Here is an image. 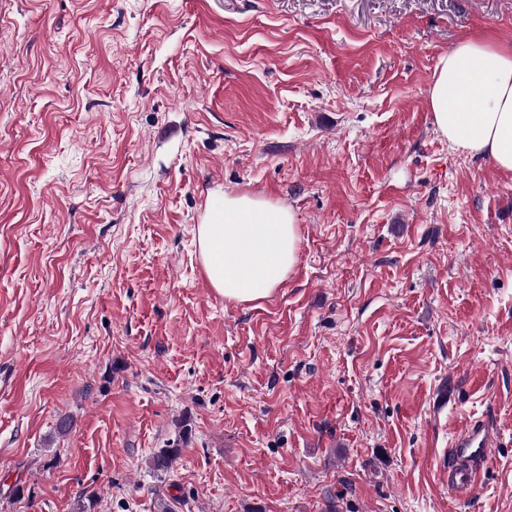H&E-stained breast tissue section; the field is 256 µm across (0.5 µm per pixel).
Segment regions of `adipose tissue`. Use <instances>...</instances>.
<instances>
[{"instance_id":"obj_1","label":"adipose tissue","mask_w":512,"mask_h":512,"mask_svg":"<svg viewBox=\"0 0 512 512\" xmlns=\"http://www.w3.org/2000/svg\"><path fill=\"white\" fill-rule=\"evenodd\" d=\"M427 94L449 147L512 172V44L460 41L440 57ZM196 241L211 286L225 301L247 303L287 280L300 235L291 207L227 193L207 207Z\"/></svg>"}]
</instances>
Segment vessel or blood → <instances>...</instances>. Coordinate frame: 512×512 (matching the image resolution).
<instances>
[{
  "mask_svg": "<svg viewBox=\"0 0 512 512\" xmlns=\"http://www.w3.org/2000/svg\"><path fill=\"white\" fill-rule=\"evenodd\" d=\"M499 445V431L491 416L472 417L456 433L448 450L443 477L448 490L459 500L474 497L491 451Z\"/></svg>",
  "mask_w": 512,
  "mask_h": 512,
  "instance_id": "obj_1",
  "label": "vessel or blood"
}]
</instances>
